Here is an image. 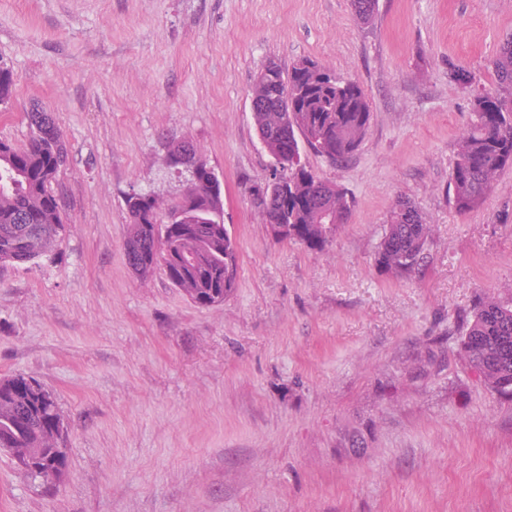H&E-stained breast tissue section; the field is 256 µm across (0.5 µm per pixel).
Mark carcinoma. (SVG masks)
I'll return each instance as SVG.
<instances>
[{
    "label": "carcinoma",
    "instance_id": "cac0c4a2",
    "mask_svg": "<svg viewBox=\"0 0 512 512\" xmlns=\"http://www.w3.org/2000/svg\"><path fill=\"white\" fill-rule=\"evenodd\" d=\"M378 0H352L358 21L366 24ZM494 81L479 87L475 72L454 66L448 76L473 95L468 128L461 135L449 180L456 209L479 208L492 191L499 173L512 167V35L499 46L493 61ZM254 85L260 94L251 103L257 135L270 157L284 156L278 179L288 194H278L266 223L285 228L288 239L311 249L326 247L340 225L347 223L353 204L348 192L319 179L302 161L307 147L330 162H342L365 138L371 119L361 87L343 81L324 65L305 59L288 72L268 61ZM10 68L0 65V104L12 95ZM288 89L285 112L279 90ZM28 143L16 147L0 141V265L53 261L63 240L64 218L50 185L68 160L63 133L50 113H28ZM124 205L130 219L125 240L128 265L141 277L161 266L169 282L194 304L210 307L224 302L236 283L237 242L224 225V202L213 170L203 165L188 178L170 215L155 211L148 195L128 193ZM178 212H214L210 224L178 222ZM424 220L409 198L397 200L377 247V261L403 276L419 264L429 242ZM472 366L494 391L512 379V303L481 302L461 340ZM64 425L53 394L24 375L0 380V450H35V465H19L34 485L43 487L36 466L50 464L61 480L67 463Z\"/></svg>",
    "mask_w": 512,
    "mask_h": 512
}]
</instances>
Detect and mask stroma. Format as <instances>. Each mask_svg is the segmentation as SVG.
Returning a JSON list of instances; mask_svg holds the SVG:
<instances>
[{
    "label": "stroma",
    "instance_id": "stroma-1",
    "mask_svg": "<svg viewBox=\"0 0 512 512\" xmlns=\"http://www.w3.org/2000/svg\"><path fill=\"white\" fill-rule=\"evenodd\" d=\"M510 34L512 0H378L365 25L351 0H0V140L26 144L37 105L69 153L60 256L0 266V379L54 394L67 468L46 493L0 451V512H512V398L460 347L481 300H512V168L473 211L448 194L472 99L448 68L490 86ZM305 58L371 107L350 158L304 153L354 200L321 250L275 237L253 198L273 170L254 78ZM182 139L238 244L213 307L124 251L125 194L172 200ZM402 196L432 240L400 278L376 251ZM175 145V144H174ZM174 145L170 146L166 150L165 164L168 167H176L180 172H186L188 176H194L196 170L199 167L200 156L194 144H180L177 143L175 149H177L182 160H178L174 154ZM179 161V162H178Z\"/></svg>",
    "mask_w": 512,
    "mask_h": 512
}]
</instances>
